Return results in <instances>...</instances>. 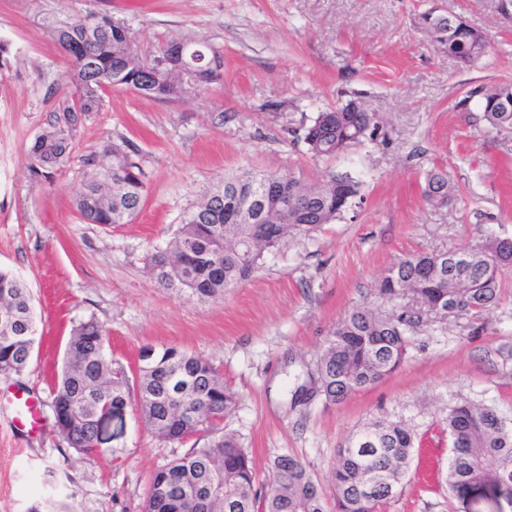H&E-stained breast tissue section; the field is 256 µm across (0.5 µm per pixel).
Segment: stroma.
Here are the masks:
<instances>
[{
  "instance_id": "35a3bbf8",
  "label": "stroma",
  "mask_w": 512,
  "mask_h": 512,
  "mask_svg": "<svg viewBox=\"0 0 512 512\" xmlns=\"http://www.w3.org/2000/svg\"><path fill=\"white\" fill-rule=\"evenodd\" d=\"M90 11L125 22L146 55L168 39L206 40L224 55V79L170 101L107 89L100 110L83 117L67 167L36 180L28 150L54 108L46 89L69 67L46 23ZM428 11L486 31V54L468 65L448 56L419 21ZM0 40L10 45L0 67V268L24 282L37 316L33 355L22 372L0 376V392H28L42 416L30 434L0 403V512H49L59 502L142 512L152 474L187 450L149 434L133 401L122 435L102 451L69 447L54 425V379L71 329L90 319L106 327L107 356L127 374L147 345L213 366L240 395L224 429L248 449L258 493L282 454L331 493L339 448L384 420L406 425L416 443L408 477L380 512H467L445 485V419L460 402L512 416V272L505 301L475 319L421 327L406 361L378 384L335 404L292 395L346 314L383 309L374 284L399 258L457 249L489 227L512 239V128L484 124L471 95L512 83V0H0ZM351 98L382 116L380 136L314 160L291 129ZM107 143L125 145L145 174L128 224H86L74 207L86 157ZM328 169L360 181V207L267 251L223 302L157 281L152 254L169 248L184 210L224 175L312 183ZM433 169L456 188L448 206L423 197Z\"/></svg>"
}]
</instances>
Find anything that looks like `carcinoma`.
I'll return each mask as SVG.
<instances>
[{"instance_id":"cac0c4a2","label":"carcinoma","mask_w":512,"mask_h":512,"mask_svg":"<svg viewBox=\"0 0 512 512\" xmlns=\"http://www.w3.org/2000/svg\"><path fill=\"white\" fill-rule=\"evenodd\" d=\"M455 17L427 12L421 16L433 38L462 63L471 62L472 33ZM89 40L83 19L56 18L47 28L70 58L68 82L74 88L58 99L46 127L29 149V172L35 179L52 176L69 163L75 150L78 119L99 111L107 88L104 74L122 75L125 87L138 89L146 63L131 55L130 27L106 15ZM198 49L191 75L173 64L156 74L147 95L170 100L198 93L220 82L223 55L204 40L188 37ZM479 109L493 128L512 127V111L502 112L495 100L512 98V85L477 90ZM350 102L323 110L310 124L288 133L302 140L315 158H331L349 147L379 136L382 118L376 112H350ZM92 168L75 206L87 224H128L138 214L146 184L144 173L123 144H106L86 158ZM268 174L226 178L215 191L189 206L181 216L170 249L151 258L157 279L201 302L224 300L227 288L249 279L263 264L264 253L290 236L309 233L340 218L359 195L360 183L348 173L328 172L320 180L295 187V177L255 200ZM424 195L446 206L452 198L447 177L426 174ZM251 204L258 221L244 222ZM487 255L454 258L456 251L422 252L392 266L393 280L376 288L389 308L375 313L352 310L326 339L310 385L327 402L370 387L395 372L409 350V336L420 320L399 306L411 294L421 308L452 291L462 315L478 316L505 300L502 276L512 269V244L493 232L484 235ZM457 284L454 289L448 283ZM36 316L31 294L13 273L0 270V374L21 372L31 357ZM107 329L94 319L72 329L53 399L54 425L70 447L85 452L105 427L106 403L127 406L136 397L146 425L158 439L182 444L194 437L189 452L158 469L151 478L143 512H186L185 503L208 487L217 489L204 512H326L322 489L306 467L290 455L277 456L272 475L281 486L276 496L255 490L256 472L239 440L224 432V414L238 395L224 385L201 357L177 347L142 348L135 381L112 368L107 358ZM179 401L196 405L187 417L174 411ZM452 448L446 484L460 498L476 487H490L512 499V420L494 407L463 404L448 411ZM414 448L411 431L395 422H376L358 431L339 450L331 474L333 512H379L406 477Z\"/></svg>"}]
</instances>
